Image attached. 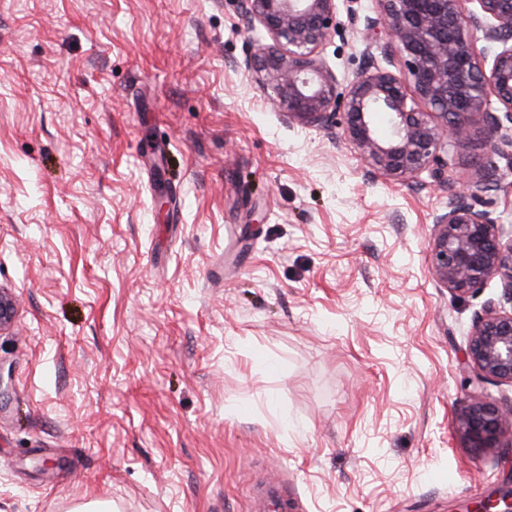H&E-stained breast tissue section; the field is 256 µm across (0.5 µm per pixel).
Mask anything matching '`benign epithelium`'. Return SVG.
I'll return each instance as SVG.
<instances>
[{"label": "benign epithelium", "mask_w": 512, "mask_h": 512, "mask_svg": "<svg viewBox=\"0 0 512 512\" xmlns=\"http://www.w3.org/2000/svg\"><path fill=\"white\" fill-rule=\"evenodd\" d=\"M368 23L396 59L380 67L365 62L345 89L322 57L335 26L336 0H239L248 25L272 40L244 61L271 92L288 122L316 128L338 125L367 172L405 181L428 170L441 173L449 143L487 130L492 156L512 159V0H379ZM486 46L480 48L478 43ZM384 113L388 132L377 133ZM491 160L434 219L429 268L438 283L465 297L491 279L501 299L488 303L473 323L466 349L470 383L479 397L457 418L473 448H500L512 435V406L487 400L486 385L512 386V232L495 215L497 190ZM14 317L0 290V330ZM466 512H512V493H490Z\"/></svg>", "instance_id": "1"}]
</instances>
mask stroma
Segmentation results:
<instances>
[{
	"label": "stroma",
	"instance_id": "obj_1",
	"mask_svg": "<svg viewBox=\"0 0 512 512\" xmlns=\"http://www.w3.org/2000/svg\"><path fill=\"white\" fill-rule=\"evenodd\" d=\"M379 0H338L342 79ZM238 0H0V512H464L512 489L477 449L467 297L427 265L441 176L371 177L341 128L288 123L243 67ZM53 469H42V460ZM299 504L288 496L279 483L268 486L261 504L254 508L255 512H297Z\"/></svg>",
	"mask_w": 512,
	"mask_h": 512
}]
</instances>
